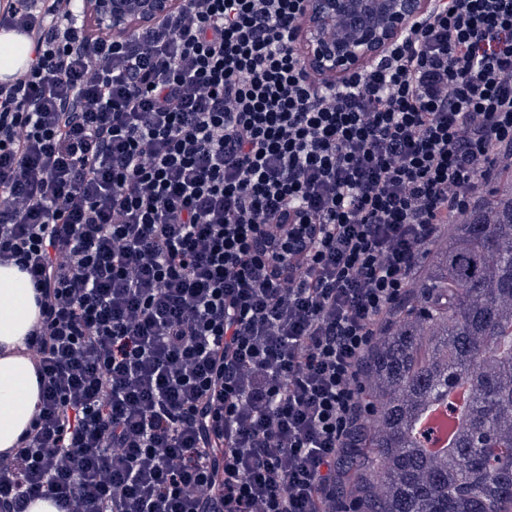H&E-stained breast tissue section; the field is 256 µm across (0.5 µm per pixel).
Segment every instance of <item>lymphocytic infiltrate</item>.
Segmentation results:
<instances>
[{
	"mask_svg": "<svg viewBox=\"0 0 512 512\" xmlns=\"http://www.w3.org/2000/svg\"><path fill=\"white\" fill-rule=\"evenodd\" d=\"M313 76L303 0H180L123 41L0 0V264L40 402L0 512H337L362 377L430 245L512 161V0H433ZM34 40L13 31H0V80L25 69L35 59Z\"/></svg>",
	"mask_w": 512,
	"mask_h": 512,
	"instance_id": "1",
	"label": "lymphocytic infiltrate"
}]
</instances>
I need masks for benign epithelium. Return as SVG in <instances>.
<instances>
[{"instance_id": "7a95c632", "label": "benign epithelium", "mask_w": 512, "mask_h": 512, "mask_svg": "<svg viewBox=\"0 0 512 512\" xmlns=\"http://www.w3.org/2000/svg\"><path fill=\"white\" fill-rule=\"evenodd\" d=\"M101 33L118 39L171 17L178 0H86ZM430 0H305L293 38L303 64L336 80L361 71L396 44Z\"/></svg>"}]
</instances>
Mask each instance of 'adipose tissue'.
<instances>
[{"label":"adipose tissue","mask_w":512,"mask_h":512,"mask_svg":"<svg viewBox=\"0 0 512 512\" xmlns=\"http://www.w3.org/2000/svg\"><path fill=\"white\" fill-rule=\"evenodd\" d=\"M34 47L26 35L0 31V80L32 63ZM37 316L28 275L0 265V453L16 447L39 401L35 366L24 353V338Z\"/></svg>","instance_id":"adipose-tissue-1"}]
</instances>
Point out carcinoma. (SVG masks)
Instances as JSON below:
<instances>
[{
	"label": "carcinoma",
	"mask_w": 512,
	"mask_h": 512,
	"mask_svg": "<svg viewBox=\"0 0 512 512\" xmlns=\"http://www.w3.org/2000/svg\"><path fill=\"white\" fill-rule=\"evenodd\" d=\"M512 182L432 243L369 358V413L346 480L365 512H512ZM472 384L468 429L442 460L406 446L429 394Z\"/></svg>",
	"instance_id": "cac0c4a2"
}]
</instances>
